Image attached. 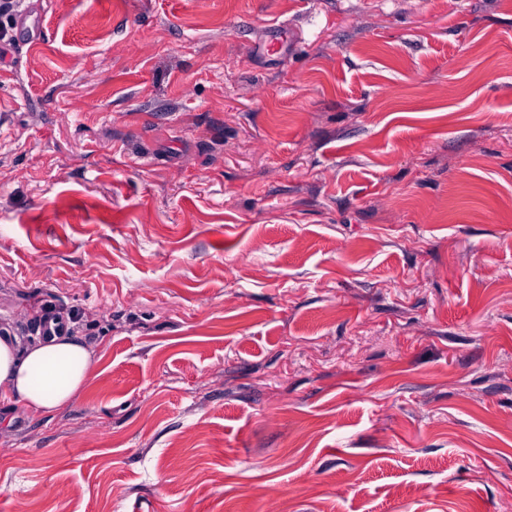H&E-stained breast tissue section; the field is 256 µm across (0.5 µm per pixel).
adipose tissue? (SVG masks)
I'll return each mask as SVG.
<instances>
[{
  "label": "adipose tissue",
  "instance_id": "ef3b65f1",
  "mask_svg": "<svg viewBox=\"0 0 512 512\" xmlns=\"http://www.w3.org/2000/svg\"><path fill=\"white\" fill-rule=\"evenodd\" d=\"M92 365L87 346L64 333L24 348L10 333L0 334V402L35 416L59 411L84 389Z\"/></svg>",
  "mask_w": 512,
  "mask_h": 512
}]
</instances>
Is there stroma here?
Masks as SVG:
<instances>
[{
	"instance_id": "stroma-1",
	"label": "stroma",
	"mask_w": 512,
	"mask_h": 512,
	"mask_svg": "<svg viewBox=\"0 0 512 512\" xmlns=\"http://www.w3.org/2000/svg\"><path fill=\"white\" fill-rule=\"evenodd\" d=\"M22 7L0 329L94 364L0 512H512V0Z\"/></svg>"
}]
</instances>
